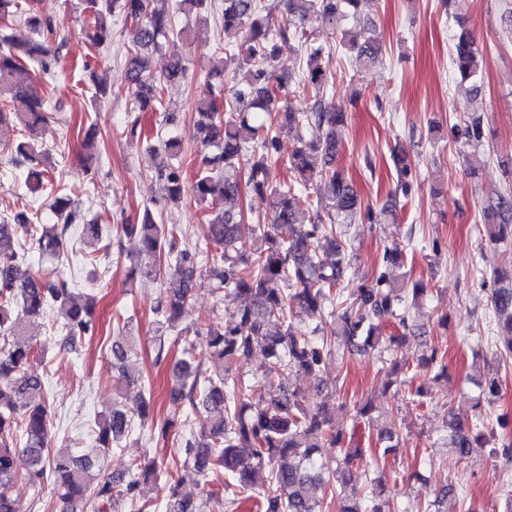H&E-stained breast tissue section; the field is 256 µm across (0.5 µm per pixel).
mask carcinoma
I'll use <instances>...</instances> for the list:
<instances>
[{
    "label": "carcinoma",
    "instance_id": "carcinoma-1",
    "mask_svg": "<svg viewBox=\"0 0 512 512\" xmlns=\"http://www.w3.org/2000/svg\"><path fill=\"white\" fill-rule=\"evenodd\" d=\"M362 0H282V6H269L262 0H223L224 34L234 40L227 50L239 63L250 68L247 86L226 89L223 69L213 67L214 96L196 107V126L203 150L201 166L191 186H186L182 167L159 164L155 178L163 199L179 202L186 191L199 203L224 204V211L208 216L209 270L211 291L245 296L249 305L232 318L209 323L202 329L181 328L186 308L200 285L197 267L202 252L178 240L175 228L156 221L153 211L144 209L138 224L124 229L139 237V255L127 269L130 281H158L163 286L158 316L157 361L167 357L165 342L169 332L183 346L185 357L172 370L173 396L191 410L201 408L208 418L200 430L183 433L184 464L192 466L202 478L224 472V492L229 496L249 494L257 512H322L323 505L309 494V487L323 486L339 499L338 512H384L378 500L387 492L380 481L370 480L371 490L364 498L348 492L355 481L353 467L365 449L345 446L346 436L336 421V409L328 402L311 410L300 395L280 389L271 394L275 379L289 372H302L319 378L325 358L332 353L336 338L357 351H376L389 365L387 387L399 397L407 385L404 366L391 356L392 348L420 328L413 312L427 295V288L416 282L408 288L381 272L372 285H361L342 298V284L348 276L354 254L338 238L336 225L360 217L370 224L395 218V210L379 212L362 207L357 189L336 168L340 142L337 127L346 121L328 98L329 76L322 57L331 44L304 27L306 18L319 15L324 31L346 38L343 23L358 12ZM86 14L81 34L95 46L112 40L109 17L121 14L133 22L132 48L126 55V72L140 112L162 111V123L175 122V115L162 109V85L186 76L189 60L170 59L165 72L157 76L151 69V56L171 36H183L172 18L178 13L200 15L210 0H80ZM303 55L304 66L294 82L295 94L308 97L305 112H296L284 100L286 81L277 76L275 62L284 49ZM349 62L354 68L375 65L382 58L383 43L374 32L363 42L349 39ZM50 47L43 40L15 34L0 35V131L22 123L26 135L17 142L11 163L26 161L43 166L28 172L30 192L43 189L45 169L53 164L52 149L43 142L47 116L44 100L32 83L26 63L34 62L43 73L51 70ZM452 62L463 82H476L484 58L474 39L463 32L453 46ZM314 128L315 138L298 137V146L288 160L293 172L290 181H277L272 168L278 162L280 141L277 131ZM454 137L478 144L483 139L480 122L472 120ZM397 171L396 190L408 195L411 190L409 168L400 155L392 154ZM328 183L329 202L324 205L329 223L317 219L303 224L295 208V193L316 181ZM251 189L274 212V224L288 227L282 235L262 229L258 243H241V212L229 206L241 194L242 186ZM51 209L55 224H35L23 212L0 221V332L6 335L0 347V512H21L10 494L16 478L17 439H23L27 456V479L43 490H51L71 510L91 501L95 507L113 506L122 499L136 512L146 503L138 502L141 485L157 479L162 468L152 458L132 464L128 477H115L104 466L103 453L119 446L132 432L134 420L150 417L151 398L141 397L130 410L115 406L94 422V441L99 453L59 449L52 451L54 437L50 408L40 376L30 368L43 358L33 337L26 332V320L45 311L56 313L57 330L64 351L76 352L95 336L89 318L90 304L79 305L70 282L62 273H28L18 277V266L36 252L61 260L64 245L73 230L79 231L84 245L89 278L96 281L99 252L110 253L111 242L104 239L103 227L86 221L82 211L57 195ZM499 222L488 228L494 245L512 238V213L496 212ZM490 277L495 288L491 305L498 323L495 359L512 363V264L492 265ZM307 318L315 322L308 331L298 327ZM394 326L397 333L387 335ZM205 338L206 352L220 368L206 373L186 356ZM264 355V370L252 382L229 378L228 364L250 359L256 351ZM129 347L122 338L112 342V358L128 380L135 374L127 364ZM418 366L433 373L437 382L448 378L434 347L423 350ZM480 393L470 422L449 420L447 445L461 459L489 449V457L512 460V436L496 433L512 422L507 415L490 423L484 407L500 397L501 383L490 374L479 383ZM355 417L377 425L382 419L372 400L355 406ZM265 469L268 481L255 488L256 474ZM180 481L170 486L166 512H200L191 495L179 490Z\"/></svg>",
    "mask_w": 512,
    "mask_h": 512
}]
</instances>
